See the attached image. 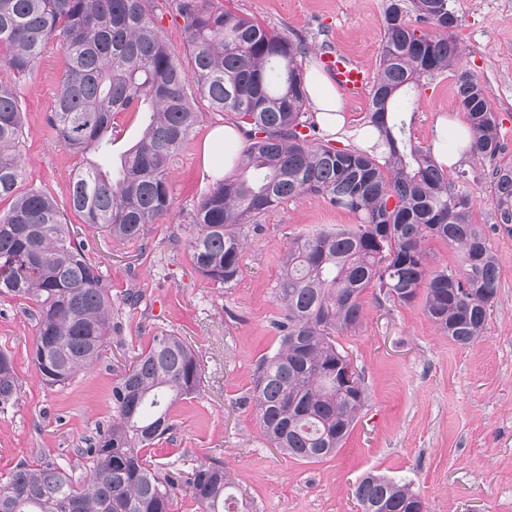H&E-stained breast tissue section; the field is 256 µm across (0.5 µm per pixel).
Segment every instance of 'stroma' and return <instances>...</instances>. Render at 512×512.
Masks as SVG:
<instances>
[{"label": "stroma", "mask_w": 512, "mask_h": 512, "mask_svg": "<svg viewBox=\"0 0 512 512\" xmlns=\"http://www.w3.org/2000/svg\"><path fill=\"white\" fill-rule=\"evenodd\" d=\"M216 3L290 39H304L309 50L303 65L319 66L322 49L334 46L369 70L378 68L388 0ZM452 4L462 51L457 69L483 84L512 159V0ZM152 6L171 52L189 64L174 0H153ZM65 66L63 46L52 41L31 72L15 81L24 113L23 185L50 193L68 222L80 224L68 210L70 179L89 157L63 149L49 125ZM456 71L423 79L399 103L422 145L431 144L438 114L466 118L458 109ZM195 107L198 121L170 162L172 209L147 236L121 241L80 225L114 308L107 347L95 366L66 385L46 386L31 359L36 320L30 304L0 298V350L10 354L21 384L17 400L0 412V477L19 462L69 458L84 447L96 427L112 418V385L129 356L164 330L190 344L203 374L199 393L173 407L171 435L148 448L154 461L223 460L252 512H358L353 489L370 471L411 480L427 512H512V236L490 230V162L468 157L460 163L478 172L465 185L474 200L472 220L487 230L499 259L497 293L482 336L459 345L440 333L422 303L381 304L365 296L360 323L337 338L365 379V407L333 457L304 463L271 447L244 398L256 362L279 346L273 324L281 310L273 288L289 243L358 218L314 196L285 201L256 217L231 286L196 273L188 247L190 214L212 186L202 145L212 129L237 120L203 99ZM130 291L141 294L138 307L125 305Z\"/></svg>", "instance_id": "1"}]
</instances>
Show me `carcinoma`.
I'll return each instance as SVG.
<instances>
[{
	"label": "carcinoma",
	"instance_id": "carcinoma-1",
	"mask_svg": "<svg viewBox=\"0 0 512 512\" xmlns=\"http://www.w3.org/2000/svg\"><path fill=\"white\" fill-rule=\"evenodd\" d=\"M191 50L182 68L156 23L152 0H0V296L32 304V362L45 385H64L97 362L107 340L112 296L86 254L80 233L55 199L20 190L21 106L10 75L30 72L45 45L62 41L66 70L50 119L57 142L93 153L71 176L69 207L83 223L122 241L144 238L172 206L168 170L189 139L198 113L193 92L246 127L239 172L217 180L198 202L188 240L193 268L230 286L241 270L251 222L278 204L320 197L358 215L350 229L293 240L274 288L280 345L255 365L248 399L270 445L307 463L341 448L365 404L363 379L345 373L351 360L336 336L353 330L363 293L377 302H421L452 341L479 338L499 281V260L471 220L474 201L439 169L433 148L406 136L397 97L421 78L452 69L460 50L451 0H390L382 22L369 126L385 152L335 148L305 118L307 94L300 40L265 29L250 17L174 0ZM414 12L428 25L407 19ZM471 150L494 159L503 151L496 113L481 82L456 72ZM146 113L140 139L114 164L112 114ZM494 227L512 236V162L492 169ZM455 250L460 270L429 265L425 240ZM202 368L187 342L153 336L131 356L112 386V422L96 428L74 460L19 463L0 482V512H174L181 492L198 512H250L224 463L211 458L157 463L146 454L173 429L171 409L200 389ZM20 384L0 351V408ZM359 512H423L406 479L365 474L354 488Z\"/></svg>",
	"mask_w": 512,
	"mask_h": 512
}]
</instances>
